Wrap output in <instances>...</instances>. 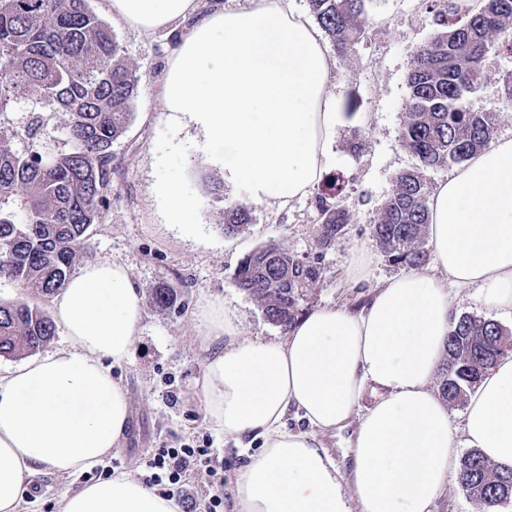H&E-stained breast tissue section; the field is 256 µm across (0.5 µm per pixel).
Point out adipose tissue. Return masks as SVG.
<instances>
[{"label":"adipose tissue","instance_id":"1","mask_svg":"<svg viewBox=\"0 0 512 512\" xmlns=\"http://www.w3.org/2000/svg\"><path fill=\"white\" fill-rule=\"evenodd\" d=\"M113 16L154 35L190 22L168 50L161 87L170 138L189 116L224 157V180L285 207L312 193L339 129L352 121L330 82L318 28L292 0H249L202 15L198 0H108ZM431 268L377 284L360 310L305 314L284 340L244 338L234 315L202 305L212 348L202 399L225 438L260 439L234 488L236 512H432L459 474L458 443L512 468V355L470 392L452 424L433 382L460 290L512 315V138L471 156L428 202ZM67 349L0 374V512H21L27 481L69 477L111 455L129 399L112 378L145 317L130 269L85 264L53 296ZM377 397L363 405L366 390ZM295 413L308 431L288 429ZM354 426L342 473L323 435ZM58 512H179L174 498L121 473L63 495Z\"/></svg>","mask_w":512,"mask_h":512}]
</instances>
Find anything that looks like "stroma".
<instances>
[{"instance_id":"obj_1","label":"stroma","mask_w":512,"mask_h":512,"mask_svg":"<svg viewBox=\"0 0 512 512\" xmlns=\"http://www.w3.org/2000/svg\"><path fill=\"white\" fill-rule=\"evenodd\" d=\"M90 10L107 21L141 76L133 103V117L124 137L112 146V204L104 223L90 228L94 259L126 264L142 292L146 317L129 363L113 372L129 392L127 431L112 453L116 471L142 479V463L156 448H182L209 443L224 461V479L216 481L205 468L187 471L184 480L201 494L224 488V512H233L231 491L239 469L259 443L244 448L216 432L206 415L200 393L208 351L196 334V314L205 300L221 299L235 312L245 337L279 341L283 333L271 324L257 303L235 288L231 277L239 261L258 245L274 241L301 256L317 255L315 231L318 212L313 197L278 208L251 204L253 222L235 236L225 235L220 205L211 194V180L221 177L220 156L212 154L204 130L183 120L176 141L164 133L166 109L160 89L166 38L146 35L113 19L106 0H87ZM367 27L353 51L328 52L334 61L332 80L343 97H354L364 121L341 128L334 138L326 171L346 180L352 214L343 235L322 255L321 279L310 299V310L336 305L365 307L374 284L398 274L371 235L378 208L395 177L413 168L417 160L400 140L409 97L407 71L417 48L431 40L436 25L423 0H369ZM488 79L476 95L479 107L500 113L496 136L512 135V94L502 81L512 70V54L491 47ZM365 138L352 148L354 131ZM170 185L194 198V224L169 223L156 197ZM364 248L373 256L369 281L351 287L345 268L353 250ZM171 284L178 288V304L158 307L152 289ZM86 474L69 478L40 477L25 512H58L62 493L87 483Z\"/></svg>"}]
</instances>
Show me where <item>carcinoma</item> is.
I'll use <instances>...</instances> for the list:
<instances>
[{
    "label": "carcinoma",
    "mask_w": 512,
    "mask_h": 512,
    "mask_svg": "<svg viewBox=\"0 0 512 512\" xmlns=\"http://www.w3.org/2000/svg\"><path fill=\"white\" fill-rule=\"evenodd\" d=\"M439 26L414 55L410 96L400 141L418 160L399 173L382 201L372 235L397 267L419 268L428 253V190L424 171L466 161L490 147L499 113L473 108L487 78L489 46L512 54V0H427ZM310 13L337 49L352 51L367 24L366 0H309ZM0 280L31 288L41 303L0 302V357L39 351L55 335L45 309L66 287L72 267L91 257L88 230L104 222L112 201V144L130 125L141 77L108 24L86 0H0ZM27 95L34 110L25 133L9 117ZM68 116L71 146L51 151L42 138L55 115ZM25 136L24 149L15 142ZM224 234L252 223L249 209L224 197ZM319 253L332 248L350 223L345 182L325 178L315 197ZM321 278L319 257L299 256L269 241L246 255L233 285L251 296L267 320L289 330L308 311ZM155 303L171 308L176 287L156 288ZM512 353V332L493 319L454 317L437 387L442 400L462 406L499 358ZM459 483L466 495L497 510L512 500V471H500L477 450L462 460Z\"/></svg>",
    "instance_id": "carcinoma-1"
}]
</instances>
